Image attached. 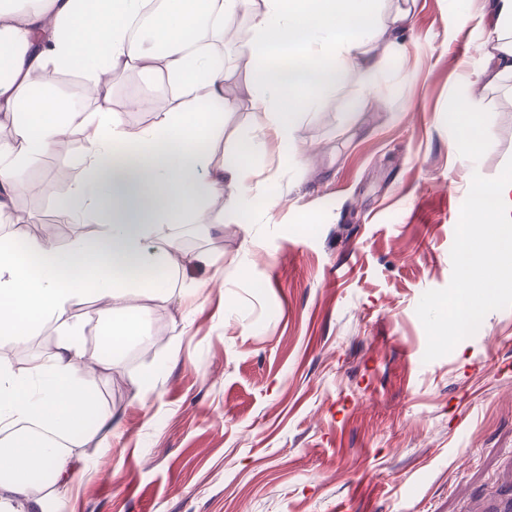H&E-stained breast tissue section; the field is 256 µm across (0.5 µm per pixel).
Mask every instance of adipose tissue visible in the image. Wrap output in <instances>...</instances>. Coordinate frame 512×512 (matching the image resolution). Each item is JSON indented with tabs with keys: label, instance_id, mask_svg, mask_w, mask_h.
Listing matches in <instances>:
<instances>
[{
	"label": "adipose tissue",
	"instance_id": "ef3b65f1",
	"mask_svg": "<svg viewBox=\"0 0 512 512\" xmlns=\"http://www.w3.org/2000/svg\"><path fill=\"white\" fill-rule=\"evenodd\" d=\"M91 2L0 0V112L14 130L0 143V209L25 189L21 172L70 129L72 112L53 76L75 69L95 108L86 177L60 218L102 220L97 232L63 249L20 226L0 236V335L24 342L46 317L61 327L52 356L32 358L26 374L0 361V512H47L75 477L76 450L87 436H117L82 383L84 327L71 322L73 307L90 294L105 299L109 348L145 342V311L136 299L172 297L156 275L178 249L172 225L201 220L207 197L226 196L231 213L243 196L249 145L230 163L211 149L224 125L214 51L224 44L225 19L239 12L251 18L253 34L237 53L254 75V122L287 147L295 115L334 93L348 70L376 78L380 61L365 49L361 31L391 43L408 19L399 9L376 21L367 0H166L150 28V51L131 32L146 0H112L108 10ZM202 6L212 18L203 31L196 25ZM489 16L493 39L478 77L494 86L512 79V0H494ZM128 68L161 74L175 100L139 131L125 130L111 108L112 74Z\"/></svg>",
	"mask_w": 512,
	"mask_h": 512
}]
</instances>
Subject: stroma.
<instances>
[{"label":"stroma","mask_w":512,"mask_h":512,"mask_svg":"<svg viewBox=\"0 0 512 512\" xmlns=\"http://www.w3.org/2000/svg\"><path fill=\"white\" fill-rule=\"evenodd\" d=\"M398 45L369 47L374 83L348 72L336 92L300 113L294 152L265 135L249 158L239 216L208 198L207 224L169 267V287L203 286L194 301L147 302L150 345L103 350L104 300L72 310L85 324V372L121 438L96 469L99 436L52 512H512V308L424 362L416 307L445 288L473 175L497 177L512 158V81L474 78L485 35L462 26L490 0H412ZM225 57L234 55L225 45ZM250 66L224 75V135L233 161L253 133ZM112 107L147 127L171 108L160 75L117 71ZM137 95L142 109L124 101ZM469 103L491 136L481 152L454 138L448 115ZM85 142L30 166L37 197L16 195L39 223L53 215V170L83 178ZM308 224H301L300 215ZM44 320L23 344L0 339V360L25 373L50 355ZM153 374L156 390L133 400Z\"/></svg>","instance_id":"1"}]
</instances>
